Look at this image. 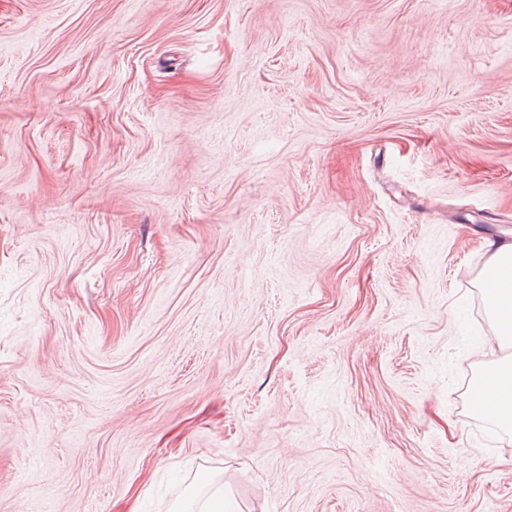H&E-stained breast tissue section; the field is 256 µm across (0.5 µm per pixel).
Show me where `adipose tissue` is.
<instances>
[{"label": "adipose tissue", "instance_id": "adipose-tissue-1", "mask_svg": "<svg viewBox=\"0 0 512 512\" xmlns=\"http://www.w3.org/2000/svg\"><path fill=\"white\" fill-rule=\"evenodd\" d=\"M486 260L478 278L495 335L472 357L479 378L469 394L473 413L512 430V238L484 241Z\"/></svg>", "mask_w": 512, "mask_h": 512}]
</instances>
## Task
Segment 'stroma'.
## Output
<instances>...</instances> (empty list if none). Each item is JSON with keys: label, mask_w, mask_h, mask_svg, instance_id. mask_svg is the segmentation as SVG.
Listing matches in <instances>:
<instances>
[{"label": "stroma", "mask_w": 512, "mask_h": 512, "mask_svg": "<svg viewBox=\"0 0 512 512\" xmlns=\"http://www.w3.org/2000/svg\"><path fill=\"white\" fill-rule=\"evenodd\" d=\"M511 232L512 0H0V512H512ZM486 260L478 278L487 315L496 322L495 336L471 353L479 378L469 394L473 413L512 430V354L494 362L488 352L512 347V238H486Z\"/></svg>", "instance_id": "35a3bbf8"}]
</instances>
